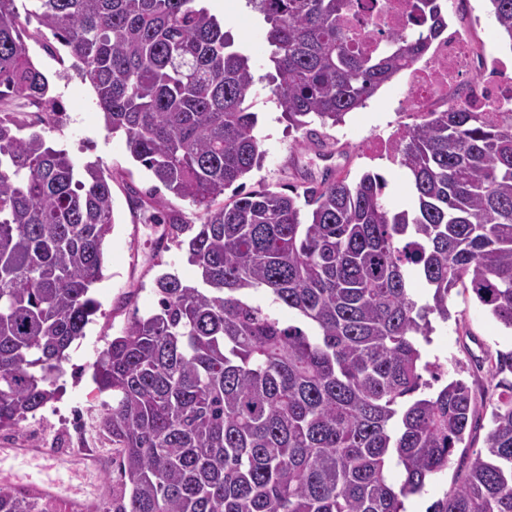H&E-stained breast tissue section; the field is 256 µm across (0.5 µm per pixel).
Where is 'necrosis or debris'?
Returning <instances> with one entry per match:
<instances>
[{"instance_id": "obj_1", "label": "necrosis or debris", "mask_w": 512, "mask_h": 512, "mask_svg": "<svg viewBox=\"0 0 512 512\" xmlns=\"http://www.w3.org/2000/svg\"><path fill=\"white\" fill-rule=\"evenodd\" d=\"M381 11L359 13L355 22L358 50L380 48L379 32L407 29L414 0H380ZM408 104L433 111L437 103L498 118L512 107V77L502 64L485 61L478 47L459 31H451L431 46L424 63L404 67Z\"/></svg>"}]
</instances>
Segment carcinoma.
Segmentation results:
<instances>
[{
	"label": "carcinoma",
	"mask_w": 512,
	"mask_h": 512,
	"mask_svg": "<svg viewBox=\"0 0 512 512\" xmlns=\"http://www.w3.org/2000/svg\"><path fill=\"white\" fill-rule=\"evenodd\" d=\"M37 2L23 18L0 0V100L54 104L25 47L34 19L82 65L132 159L206 214L198 226L168 218L199 284L158 275V309L133 311L93 365L112 396L96 428L122 477L106 512H402L476 414L464 380L435 390L423 378L432 318L448 321L463 288L512 329V118L418 113L393 147L408 209H390L370 172L300 197L245 193L233 184L262 157L254 75L198 0ZM354 2L249 0L269 24L273 94L297 129L365 107L448 29L442 0H415L412 28L361 52ZM489 2L512 42V0ZM23 129L0 116V430L56 399L66 351L97 311L89 291L113 224L112 178ZM473 360L499 389L485 446L430 512H512V350ZM0 512L53 509L0 487Z\"/></svg>",
	"instance_id": "1"
}]
</instances>
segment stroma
Wrapping results in <instances>:
<instances>
[{"instance_id": "stroma-1", "label": "stroma", "mask_w": 512, "mask_h": 512, "mask_svg": "<svg viewBox=\"0 0 512 512\" xmlns=\"http://www.w3.org/2000/svg\"><path fill=\"white\" fill-rule=\"evenodd\" d=\"M225 0H203V5L223 23L238 47L250 58L254 74L253 110L258 114L254 133L264 156L259 168L246 178L248 188L267 185L284 192L321 182L327 169H335L355 181L367 171L387 181L385 199L400 210L411 203L409 183L398 164L379 160L377 153L391 140L401 121L410 119L402 79L383 86L364 108L346 115L336 126L312 122L310 131L289 128L266 76L272 72L267 25L262 15L242 3L236 13L224 11ZM448 28L470 37L487 60H502L512 69V44L503 40L489 0H448ZM26 49L36 67L47 77L54 112H40L22 99L0 102V110L34 123L49 144L67 150L76 165L98 164L112 177L114 224L104 247L103 277L91 288L100 308L75 340L62 365L58 400L38 409L18 426L0 430V449L21 443L54 449L58 463L33 459L22 464L12 457L0 461L4 476L33 475L58 482L53 499L56 512H71L72 497L95 498L107 503L121 486L111 445L94 428L109 394L99 392L92 380V364L112 338L119 336L133 311L146 314L156 307L154 280L173 272L187 284L199 278L197 267L187 260L185 249L166 238V225L149 192L156 181L151 172L134 161L126 150L123 133L107 132L96 95L82 78L66 47L50 33L31 31ZM451 317L435 321L426 360L445 365L448 378H460L473 389L477 427L464 441L473 450L483 448L489 429L490 404L497 392L487 372L476 371L471 355L512 349V330L505 328L474 300L471 293L452 290L448 298ZM100 456L105 470L87 467L86 459Z\"/></svg>"}]
</instances>
